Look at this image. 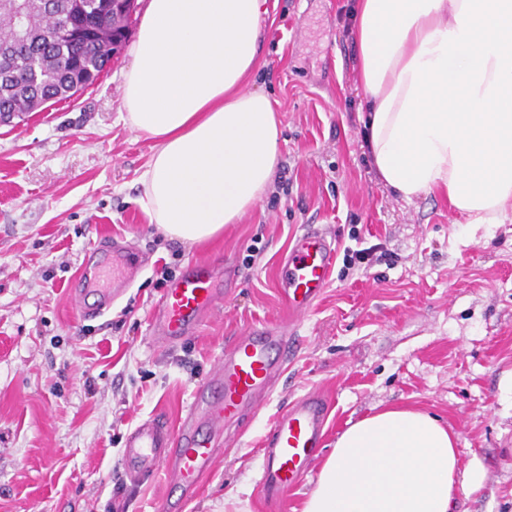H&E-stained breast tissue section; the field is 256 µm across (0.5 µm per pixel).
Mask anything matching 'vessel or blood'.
Masks as SVG:
<instances>
[{"label":"vessel or blood","mask_w":512,"mask_h":512,"mask_svg":"<svg viewBox=\"0 0 512 512\" xmlns=\"http://www.w3.org/2000/svg\"><path fill=\"white\" fill-rule=\"evenodd\" d=\"M336 259L335 239L308 226L298 234L280 268L281 293L291 311L304 313L320 298ZM147 256L133 241L104 239L89 250L82 267V287L71 288L76 313L88 320L105 311L133 285ZM224 273L209 262H194L166 288L151 315L158 343L174 347L192 335L224 298L217 283ZM300 339L280 325L250 329L231 338L224 356L198 386L178 428L153 417L138 424L125 438L122 465L137 481L167 470L181 493L194 491L210 470L226 428L268 396L276 378L297 349ZM328 402L307 394L281 412L261 441L262 484L277 496L299 485L321 448Z\"/></svg>","instance_id":"vessel-or-blood-1"}]
</instances>
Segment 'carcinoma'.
I'll list each match as a JSON object with an SVG mask.
<instances>
[{
	"label": "carcinoma",
	"mask_w": 512,
	"mask_h": 512,
	"mask_svg": "<svg viewBox=\"0 0 512 512\" xmlns=\"http://www.w3.org/2000/svg\"><path fill=\"white\" fill-rule=\"evenodd\" d=\"M27 17L30 36L22 42L14 12L0 4V113L20 118L92 86L118 54L106 47L112 11L102 0H83L78 11L69 0H27ZM65 18L74 34L57 39Z\"/></svg>",
	"instance_id": "1"
}]
</instances>
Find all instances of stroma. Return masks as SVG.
<instances>
[{
  "instance_id": "35a3bbf8",
  "label": "stroma",
  "mask_w": 512,
  "mask_h": 512,
  "mask_svg": "<svg viewBox=\"0 0 512 512\" xmlns=\"http://www.w3.org/2000/svg\"><path fill=\"white\" fill-rule=\"evenodd\" d=\"M355 2L265 0L245 87L276 104L278 177L214 239L168 240L139 203L152 142L123 120L128 50L74 98L0 125V512H301L348 423L398 405L457 433L461 468L481 464L457 512H512V214L465 224L445 192L408 202L381 180L360 110ZM308 224L337 248L357 234L387 255L336 262L295 321L278 271ZM103 235L136 239L149 263L103 318L81 322L69 288ZM192 261L229 267V292L195 334L157 348L161 271ZM267 323L293 324L300 345L197 489L170 490L163 471L129 485L126 435L153 416L178 427L227 341ZM315 390L330 402L323 444L302 484L268 499L261 439Z\"/></svg>"
}]
</instances>
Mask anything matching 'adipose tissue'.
I'll return each instance as SVG.
<instances>
[{"label":"adipose tissue","instance_id":"obj_1","mask_svg":"<svg viewBox=\"0 0 512 512\" xmlns=\"http://www.w3.org/2000/svg\"><path fill=\"white\" fill-rule=\"evenodd\" d=\"M261 0H149L123 73L125 124L150 138L139 201L165 237L198 243L266 194L281 130L258 61ZM358 77L378 174L405 201L444 190L469 224L512 213V0H357ZM457 437L392 407L352 423L302 512H453Z\"/></svg>","mask_w":512,"mask_h":512}]
</instances>
